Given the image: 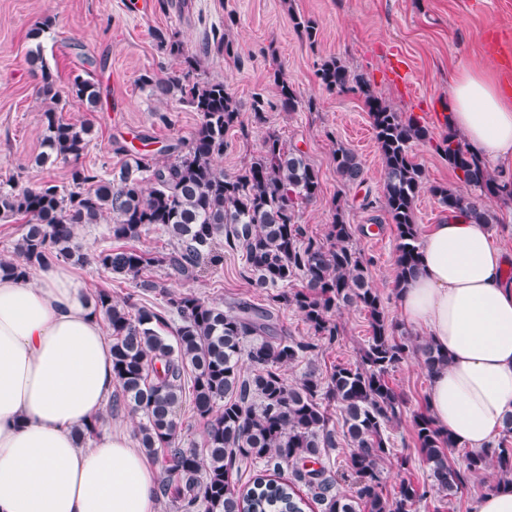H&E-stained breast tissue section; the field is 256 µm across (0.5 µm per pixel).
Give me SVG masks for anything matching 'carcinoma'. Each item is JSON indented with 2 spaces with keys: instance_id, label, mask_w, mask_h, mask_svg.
<instances>
[{
  "instance_id": "carcinoma-1",
  "label": "carcinoma",
  "mask_w": 512,
  "mask_h": 512,
  "mask_svg": "<svg viewBox=\"0 0 512 512\" xmlns=\"http://www.w3.org/2000/svg\"><path fill=\"white\" fill-rule=\"evenodd\" d=\"M292 21L309 42L317 40L314 20L296 15ZM158 39L160 48L183 58L188 72L146 76L143 83L196 112L197 127L187 144L168 149L163 162L119 148L129 159L113 175L80 163L89 130L59 114V92L40 65V93L50 105L42 114L44 151L37 162L72 163L69 186L0 185V220H23L14 257L0 259V277L25 281L36 267L83 262L74 246L76 226L110 220L113 244L95 251L94 262L161 296L163 305L139 307L131 294L118 303L111 291L96 292L94 309L112 337V373L120 388L108 413L129 408L140 414L141 448L160 456L163 477L156 495L175 503L178 512H307L313 503L320 512H356L357 502L367 512H409L425 496L412 480L401 479L391 499L383 494V463L393 453L388 431L401 421L404 406L388 375L412 356L432 375L448 357L429 340L397 338L398 325L370 283L371 260L353 247V228L342 207H335L324 238L307 235L302 209L317 200L321 183L304 151L270 134L261 152L239 171L228 174L216 164L224 156L226 133L241 125L236 103L224 82L190 80L195 58L181 43L163 35ZM317 77L329 91L356 87L364 95L384 166V210L397 228L394 289L420 271L414 205L421 193L477 224L498 222L487 199L512 200V183H500L456 132L448 131L435 150L460 182L479 190L477 195L425 181L412 145L430 140L429 129L366 88L367 82L341 60H325ZM276 85L280 105L295 110L300 100L294 87L282 78ZM67 96L90 112L100 102L96 84L79 76ZM333 161L344 185L364 182L362 164L351 149L337 147ZM152 229L167 234L171 249L161 253L126 245ZM224 248L243 251L242 276L267 290V304L238 301L224 308L152 276L161 267L170 276L192 279L203 267L221 262ZM298 279L301 287H292ZM352 305L363 308L370 323L359 362L335 366L326 381L310 371L298 384L289 383L283 368L305 359L318 344L278 336L276 313L294 308L313 336L331 345L341 335L336 312ZM188 375L193 409L205 426L202 454L183 447L177 417ZM331 403L341 409L347 425L344 440L350 448L348 476L355 482V502L335 491L325 464L341 445L326 411ZM412 423L438 493L456 496L492 464L500 476L488 489L512 490V418L488 448L467 453L462 468L448 464L447 450L456 443L429 413L415 414ZM257 462L274 471L286 467L291 478L283 483L259 474L251 487H238L241 468Z\"/></svg>"
}]
</instances>
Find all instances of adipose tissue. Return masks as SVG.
I'll return each mask as SVG.
<instances>
[{"label":"adipose tissue","instance_id":"obj_1","mask_svg":"<svg viewBox=\"0 0 512 512\" xmlns=\"http://www.w3.org/2000/svg\"><path fill=\"white\" fill-rule=\"evenodd\" d=\"M448 121L485 162L512 166V93L500 83L462 70ZM398 300L448 357L427 395L435 423L457 444L488 447L512 414V258L487 225L448 213ZM114 383L104 323L67 267L34 284L0 278V512H153V473L124 432L89 448L75 435Z\"/></svg>","mask_w":512,"mask_h":512}]
</instances>
